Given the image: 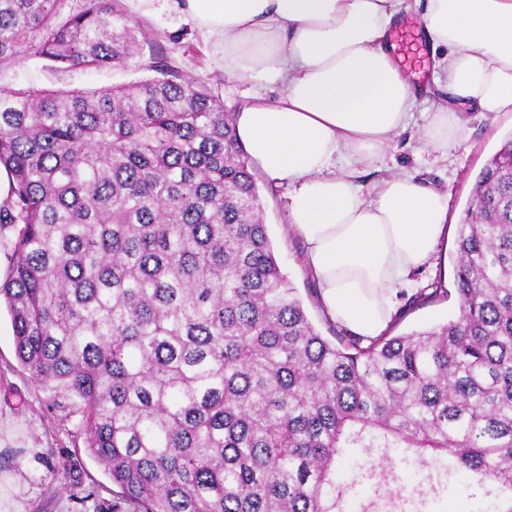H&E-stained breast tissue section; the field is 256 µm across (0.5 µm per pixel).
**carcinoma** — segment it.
<instances>
[{
	"mask_svg": "<svg viewBox=\"0 0 512 512\" xmlns=\"http://www.w3.org/2000/svg\"><path fill=\"white\" fill-rule=\"evenodd\" d=\"M0 0V65H123L139 27L111 0ZM0 91L13 232L0 300L31 376L80 400L86 448L133 512L397 507L391 452L413 451L424 508L471 472L512 512V137L458 225V313L335 344L282 273L233 115L200 79ZM358 448L378 466L336 485Z\"/></svg>",
	"mask_w": 512,
	"mask_h": 512,
	"instance_id": "obj_1",
	"label": "carcinoma"
}]
</instances>
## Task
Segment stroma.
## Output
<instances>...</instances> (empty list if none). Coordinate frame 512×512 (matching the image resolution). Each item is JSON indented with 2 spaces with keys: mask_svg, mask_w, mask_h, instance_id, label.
I'll return each mask as SVG.
<instances>
[{
  "mask_svg": "<svg viewBox=\"0 0 512 512\" xmlns=\"http://www.w3.org/2000/svg\"><path fill=\"white\" fill-rule=\"evenodd\" d=\"M144 31L145 37L122 67L52 70L46 61L23 57L0 66V89L37 86L49 89H106L150 77L154 57L165 56L182 78H201L238 112L256 94L272 100L276 87L258 89L249 81L224 74L222 40L200 32L185 14L163 0H114ZM465 142L439 151H422L407 131L394 136L378 161L358 167V181L371 189L395 172L420 171L426 182L448 192V241L445 279L453 281L458 224L471 198L475 180L487 160L512 136V115L465 111ZM268 234L277 262L296 289L316 328L334 338L339 328L324 315L317 284L303 263L302 241L288 229V192L256 176ZM434 268L421 270L415 290L401 294L390 332L401 335L445 323L457 312L456 295L435 290ZM77 400L55 385L36 382L18 361L6 310H0V512H130L104 469L85 447Z\"/></svg>",
  "mask_w": 512,
  "mask_h": 512,
  "instance_id": "stroma-1",
  "label": "stroma"
}]
</instances>
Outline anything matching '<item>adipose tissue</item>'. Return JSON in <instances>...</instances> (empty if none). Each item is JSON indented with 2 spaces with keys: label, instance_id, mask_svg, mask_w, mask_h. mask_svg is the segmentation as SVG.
Returning a JSON list of instances; mask_svg holds the SVG:
<instances>
[{
  "label": "adipose tissue",
  "instance_id": "ef3b65f1",
  "mask_svg": "<svg viewBox=\"0 0 512 512\" xmlns=\"http://www.w3.org/2000/svg\"><path fill=\"white\" fill-rule=\"evenodd\" d=\"M402 0H181L224 39V72L280 84L236 116L248 155L288 190L325 315L349 334L385 332L397 299L448 236V198L409 173L363 193L355 164L380 158L413 118L420 90L390 42ZM435 77L449 104L419 131L424 147L461 145L458 109L512 112V0H418Z\"/></svg>",
  "mask_w": 512,
  "mask_h": 512
}]
</instances>
